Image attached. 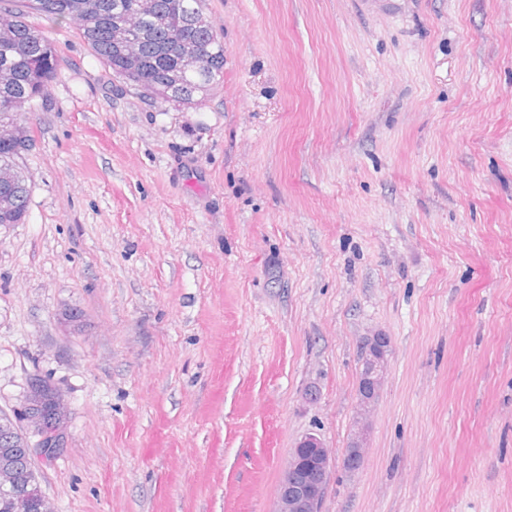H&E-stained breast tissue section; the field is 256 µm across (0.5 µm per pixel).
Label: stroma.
Instances as JSON below:
<instances>
[{
	"label": "stroma",
	"instance_id": "35a3bbf8",
	"mask_svg": "<svg viewBox=\"0 0 512 512\" xmlns=\"http://www.w3.org/2000/svg\"><path fill=\"white\" fill-rule=\"evenodd\" d=\"M224 77L148 101L69 21L0 225V411L68 403L57 512H512V0H202ZM391 340L354 429L360 340ZM390 353V338L382 332L364 336L360 341L361 371L354 422L356 431L351 437L345 457L348 468L352 471L358 470L364 461V448H367V417L379 396ZM330 466V452L322 440L305 435L293 448L279 485L277 512H320Z\"/></svg>",
	"mask_w": 512,
	"mask_h": 512
}]
</instances>
